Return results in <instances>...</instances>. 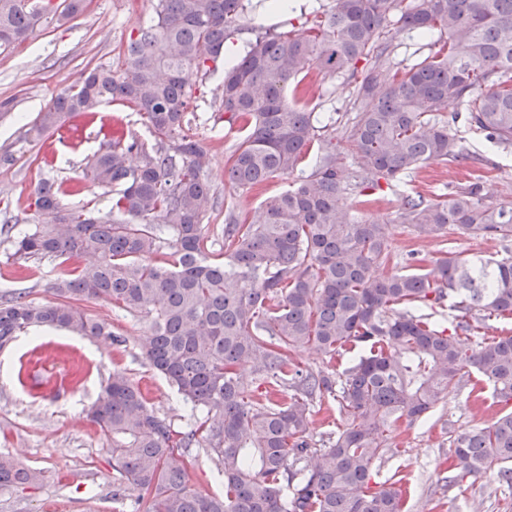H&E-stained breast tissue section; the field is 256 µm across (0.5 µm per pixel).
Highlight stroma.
I'll list each match as a JSON object with an SVG mask.
<instances>
[{
  "label": "stroma",
  "mask_w": 512,
  "mask_h": 512,
  "mask_svg": "<svg viewBox=\"0 0 512 512\" xmlns=\"http://www.w3.org/2000/svg\"><path fill=\"white\" fill-rule=\"evenodd\" d=\"M155 3L86 0L82 14L48 19L28 40L0 53V154L9 151L16 157L14 164H0V295L20 292L37 304L54 301L51 285L55 277L60 270L76 266L72 260L61 266L31 260L21 267L9 260L10 239L19 228L4 218L11 215L37 222L35 184L43 178L76 182L78 192L61 197L64 207L86 206L108 213L111 192L84 177L103 141L102 129H120L130 140L149 139L141 116L118 102L103 106L93 123L80 117L69 120L61 137L49 133L38 141L30 129L39 113L73 86L83 71L115 63L131 31L150 22ZM223 76L219 67L207 77L192 124L193 133L207 150L204 173L215 206L203 222L217 253L224 245L221 230L227 215L254 213L267 197L297 180L293 174L278 175L263 187L251 189L229 182L225 168L237 141L224 135L218 100ZM308 109L316 126L331 134L344 171L352 172L354 154L344 135L348 119L357 112L352 83L343 78L320 81L309 96ZM458 111V106H449L441 118L452 121L471 154L469 160L430 164L398 182L381 185L372 191L368 205L353 209L357 219L387 225L392 262H404L413 252L428 267L448 251L465 258L504 250V242L457 231L437 240H422L400 219L405 196L420 193L429 199H446L477 176L483 179L487 203L512 206V147L488 142L459 118ZM84 309L91 317L106 319L124 337V344L105 346L64 330L40 328L0 350V452L44 474L42 484L1 491L0 512H134V500L112 499L110 445L88 416L112 373H124L141 386L159 415L174 427L183 425V402L165 378L151 369L141 350L149 330L147 322L115 315L101 302H86ZM470 390V384L463 381L451 384L426 419L388 434L391 450L376 464L373 477L378 481L401 478L411 512H512V494L500 490L496 473L471 475L450 487L443 482L452 438L495 414L491 404L476 403ZM190 456V487L204 494H222L223 479L212 454L194 448Z\"/></svg>",
  "instance_id": "obj_1"
}]
</instances>
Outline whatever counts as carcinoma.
<instances>
[{
    "label": "carcinoma",
    "mask_w": 512,
    "mask_h": 512,
    "mask_svg": "<svg viewBox=\"0 0 512 512\" xmlns=\"http://www.w3.org/2000/svg\"><path fill=\"white\" fill-rule=\"evenodd\" d=\"M0 0V49L25 39L56 15L54 0ZM243 0H157L152 23L130 33L112 66L83 72L40 113L36 138L73 114L122 102L146 120L154 143L105 134L85 176L112 189L107 215L60 204L63 184L34 187L41 220L11 240L17 264L85 259L59 275L56 301L0 298V348L34 327L64 329L107 345L123 343L84 301L106 303L149 323L141 345L150 366L189 409L185 426L151 407L121 372L101 387L89 416L111 439L112 498L137 493L146 512H407L400 481L371 483L389 451L387 432L412 425L448 387L474 374L512 402V335L473 342L467 315H512V252L444 256L434 268L372 269L388 258L386 225L358 220L346 203L380 181L436 161L467 158L448 123L431 119L467 105L471 128L512 146V0H329L272 27L258 23L244 55L224 68L220 111L241 140L228 159L236 187L285 175L318 147L315 169L267 198L249 222L224 225L228 252L207 251L203 215L213 207L203 169L206 148L191 130L196 74L205 80L227 40L245 31ZM394 22L428 40L412 64L393 62L382 42ZM360 112L345 128L356 170L341 182L333 139L313 122L304 97L286 99L290 82L316 70L356 76ZM391 79L381 83L378 69ZM139 157L136 166L132 156ZM400 218L420 239L464 234L512 238V206L485 202L480 183L443 202L404 200ZM163 254V263L153 257ZM463 312L453 329L431 315L448 297ZM314 345L334 359L363 349L342 372L303 371L292 354ZM249 366L265 397L239 375ZM336 399L344 426L329 444L313 443L311 407ZM207 448L224 475V494L186 481L189 449ZM455 478L490 470L512 488V410L458 434L449 448ZM41 471L0 453V490L37 485Z\"/></svg>",
    "instance_id": "carcinoma-1"
}]
</instances>
